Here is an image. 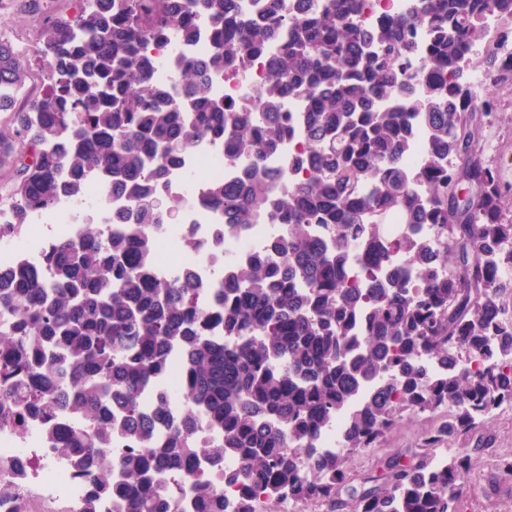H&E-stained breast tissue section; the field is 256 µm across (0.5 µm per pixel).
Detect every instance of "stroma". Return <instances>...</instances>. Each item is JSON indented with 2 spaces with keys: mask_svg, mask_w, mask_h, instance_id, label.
I'll return each instance as SVG.
<instances>
[{
  "mask_svg": "<svg viewBox=\"0 0 512 512\" xmlns=\"http://www.w3.org/2000/svg\"><path fill=\"white\" fill-rule=\"evenodd\" d=\"M38 22V15L28 12L24 0H0V29L26 54L28 77L23 93L27 96L39 94L46 85V70L37 54L34 37ZM491 92L498 98L499 118L483 131V154L490 164L499 168L504 182L512 184V89L495 91L486 83L475 90L480 97ZM447 418L448 411L444 408L419 414L401 411L396 427L372 447L347 454L349 487L360 490L374 486L383 474L384 461L394 457L406 464L418 455L431 458L465 452L473 461L467 480L476 491L462 501L459 512H512V476L501 468L503 459H512V409L485 417L467 438L425 447L426 434Z\"/></svg>",
  "mask_w": 512,
  "mask_h": 512,
  "instance_id": "obj_1",
  "label": "stroma"
}]
</instances>
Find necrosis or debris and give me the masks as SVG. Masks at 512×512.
<instances>
[{"mask_svg": "<svg viewBox=\"0 0 512 512\" xmlns=\"http://www.w3.org/2000/svg\"><path fill=\"white\" fill-rule=\"evenodd\" d=\"M266 62L252 60L248 78H239L234 68H225L214 78L215 89L232 104L243 103L258 84ZM224 164V149L207 142L196 144L182 169L168 183L171 195L187 205L176 224H160L153 232V268L158 277L171 278L180 271L193 270L197 279L212 282L221 256L246 258L261 251L273 231L272 225L254 224L241 236L219 240L224 216L213 210L202 197L203 187L233 177ZM86 210L64 205L50 212L30 216L29 226L19 237L0 238V267L25 259L39 276L47 275L46 258L57 237L77 236L84 229ZM42 418H28L23 429L0 426V459L10 468L0 470V483L18 485L17 495L0 500V512H81L93 485L71 468L69 452L52 447L45 437Z\"/></svg>", "mask_w": 512, "mask_h": 512, "instance_id": "obj_1", "label": "necrosis or debris"}]
</instances>
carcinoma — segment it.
Returning a JSON list of instances; mask_svg holds the SVG:
<instances>
[{"mask_svg":"<svg viewBox=\"0 0 512 512\" xmlns=\"http://www.w3.org/2000/svg\"><path fill=\"white\" fill-rule=\"evenodd\" d=\"M78 14L47 18L38 35L48 69L43 94L26 98L0 130V168L15 173L8 199L22 232L29 215L83 199L85 181L126 196L121 231L85 224L62 238L41 279L26 263L0 271V420L49 421V440L73 449L80 475L113 512H275L283 498L322 501L336 512H459L471 459L444 467L421 456L390 459L382 485L338 498L343 450L369 448L397 424L399 410L448 408L428 432L432 447L475 431L484 406L512 402V286L496 275L512 245V187L472 149L497 118V100L477 99L464 70L482 20L512 19V0H418L367 23L364 0H82ZM207 20L209 52L177 57L179 77L155 80L153 48L190 47ZM423 29L427 41L416 39ZM274 49L260 85L242 106L212 83L224 63L247 74ZM22 51L0 33V110L16 103L27 71ZM492 84L512 81V58L490 59ZM296 100V112L284 110ZM426 127L419 164H406L414 126ZM298 138L294 157L270 171L264 160ZM200 141L224 146L242 170L206 188L224 213L221 237L274 225L266 252L227 258L204 310L194 280L151 272L152 232L184 200L164 194L171 170ZM288 183V192L276 191ZM478 187L462 205V184ZM411 231L392 247L380 226ZM438 227L441 245L419 241ZM449 265L443 276V265ZM217 327L224 337L211 335ZM480 352L476 370L465 369ZM182 363L185 407L157 391L170 354ZM425 358L440 362L431 375ZM348 416L340 449L316 445L336 413L366 387ZM155 392V410L141 407ZM219 435L200 441V425ZM134 448L112 455V438ZM231 455L239 468L214 480ZM177 475L194 494L175 507Z\"/></svg>","mask_w":512,"mask_h":512,"instance_id":"1","label":"carcinoma"}]
</instances>
